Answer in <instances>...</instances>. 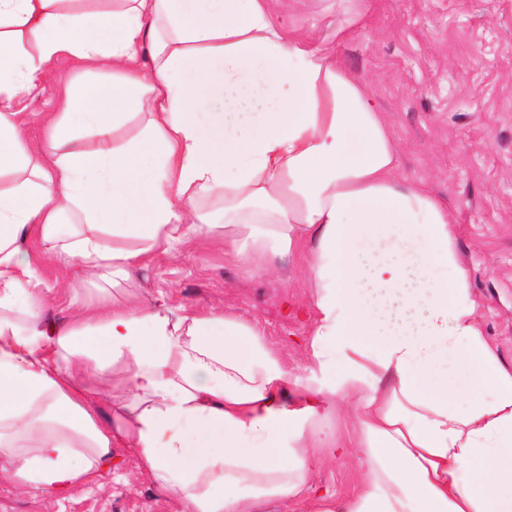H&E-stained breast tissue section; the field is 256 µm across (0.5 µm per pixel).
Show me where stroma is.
Here are the masks:
<instances>
[{
    "mask_svg": "<svg viewBox=\"0 0 512 512\" xmlns=\"http://www.w3.org/2000/svg\"><path fill=\"white\" fill-rule=\"evenodd\" d=\"M284 11L299 32L335 44L344 65L371 84L403 145L402 175L423 182L451 210L484 333L512 364V0H285ZM106 77L59 59L51 80L21 100L28 138L43 139L42 112L71 84ZM26 246L57 289L50 316L68 319L59 291L64 262L37 239ZM308 274L304 252L244 263L216 239L156 258L138 285L176 303L236 311L304 380L311 325L286 317L283 307L305 298ZM113 455L117 469L58 508L45 494L0 481V512H183L138 473L130 449ZM360 477L350 451L320 449L310 462L311 483L338 496Z\"/></svg>",
    "mask_w": 512,
    "mask_h": 512,
    "instance_id": "1",
    "label": "stroma"
}]
</instances>
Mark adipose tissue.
<instances>
[{"instance_id":"adipose-tissue-1","label":"adipose tissue","mask_w":512,"mask_h":512,"mask_svg":"<svg viewBox=\"0 0 512 512\" xmlns=\"http://www.w3.org/2000/svg\"><path fill=\"white\" fill-rule=\"evenodd\" d=\"M279 0H0V478L60 502L112 449L186 512L303 496L353 399L365 468L332 512H512V365L487 340L458 227L369 86ZM150 57H143V47ZM81 83L22 135V95ZM307 248L308 383L231 312L165 295L44 318L25 243L132 282L191 237ZM106 78L107 72H88L82 63L72 57L59 59L55 64L51 80L38 85L21 100L20 107L23 108L28 138L33 141L43 139L44 132L40 123L41 113L48 110L51 101L63 96L72 83L94 82Z\"/></svg>"}]
</instances>
